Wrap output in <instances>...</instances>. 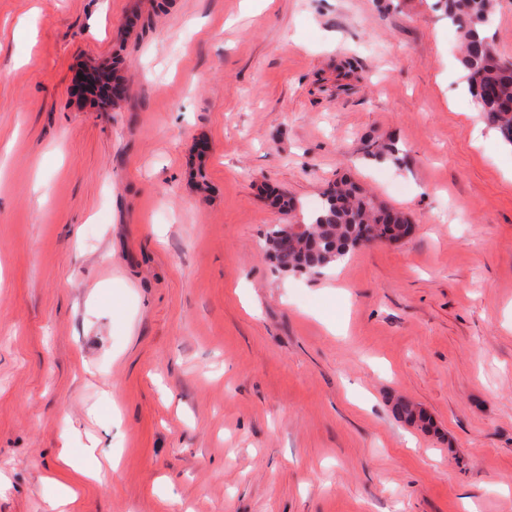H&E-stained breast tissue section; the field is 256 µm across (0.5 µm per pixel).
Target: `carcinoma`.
<instances>
[{"mask_svg": "<svg viewBox=\"0 0 512 512\" xmlns=\"http://www.w3.org/2000/svg\"><path fill=\"white\" fill-rule=\"evenodd\" d=\"M435 6L459 32L460 62L479 112L499 139L512 146V63L498 57L485 35L494 20L493 0H435ZM325 196L320 208L304 215L303 223L267 231L265 250L278 272L306 276L334 268L348 257L347 243L363 227L381 240L400 236L408 223L404 212L348 179L336 182ZM392 411L422 431L431 427L426 413L409 401H397Z\"/></svg>", "mask_w": 512, "mask_h": 512, "instance_id": "carcinoma-1", "label": "carcinoma"}]
</instances>
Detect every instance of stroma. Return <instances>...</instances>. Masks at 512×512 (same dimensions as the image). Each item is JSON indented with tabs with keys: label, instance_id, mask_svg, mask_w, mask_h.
Here are the masks:
<instances>
[{
	"label": "stroma",
	"instance_id": "stroma-1",
	"mask_svg": "<svg viewBox=\"0 0 512 512\" xmlns=\"http://www.w3.org/2000/svg\"><path fill=\"white\" fill-rule=\"evenodd\" d=\"M159 2L0 0V512H48L94 440L120 463L83 512H512V147L456 29ZM115 66L116 111L79 88ZM343 177L412 234L277 272L269 195ZM417 406L406 400L397 401L392 411L394 416L406 423L416 424V427L421 431H427L431 427L430 418L426 413L420 409L417 410Z\"/></svg>",
	"mask_w": 512,
	"mask_h": 512
}]
</instances>
